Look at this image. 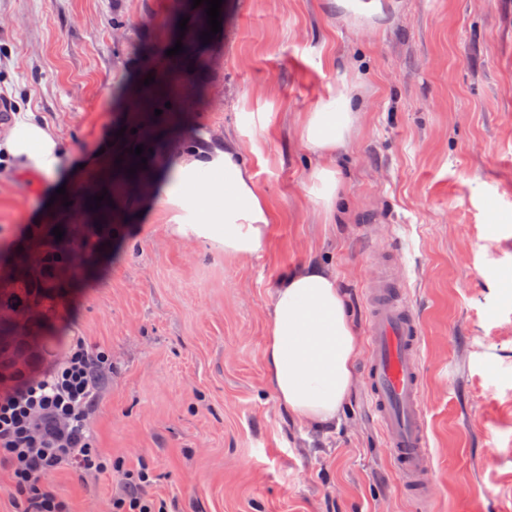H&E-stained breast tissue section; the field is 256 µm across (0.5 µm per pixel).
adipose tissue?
<instances>
[{
    "label": "adipose tissue",
    "mask_w": 512,
    "mask_h": 512,
    "mask_svg": "<svg viewBox=\"0 0 512 512\" xmlns=\"http://www.w3.org/2000/svg\"><path fill=\"white\" fill-rule=\"evenodd\" d=\"M353 123L349 89L326 87L301 128L303 145L319 162L310 192L325 215H332L340 179L335 155ZM65 150L48 124L22 112L0 131V163L50 179ZM149 200L173 209L174 223L192 217L196 236L218 242L225 254L246 258L262 247L276 216L244 164L234 139L207 135L178 151L152 171ZM361 352L345 295L335 274L305 265L279 282L263 351L269 386L280 405L299 422L331 424L354 384Z\"/></svg>",
    "instance_id": "adipose-tissue-1"
}]
</instances>
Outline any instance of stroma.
<instances>
[{
	"instance_id": "obj_1",
	"label": "stroma",
	"mask_w": 512,
	"mask_h": 512,
	"mask_svg": "<svg viewBox=\"0 0 512 512\" xmlns=\"http://www.w3.org/2000/svg\"><path fill=\"white\" fill-rule=\"evenodd\" d=\"M180 0H0V123L30 112L69 148L59 184H87L98 152L150 140L158 122L115 99L159 72ZM372 36H364V29ZM215 40L221 108L195 134L246 147L276 214L247 259L184 237L148 210L113 224L87 275L39 304L64 335L112 353L99 451L147 463L177 512H422L382 452L364 361L332 426L303 425L267 385L266 326L281 277L336 273L358 336L372 268L405 283L422 329L435 512H512V0H224ZM353 89L324 220L318 162L300 140L324 86ZM57 186L0 166V256L31 247ZM71 512H109L120 485L59 472Z\"/></svg>"
}]
</instances>
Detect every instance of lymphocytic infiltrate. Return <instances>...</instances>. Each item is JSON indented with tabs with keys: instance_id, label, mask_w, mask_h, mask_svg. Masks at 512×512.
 <instances>
[{
	"instance_id": "1",
	"label": "lymphocytic infiltrate",
	"mask_w": 512,
	"mask_h": 512,
	"mask_svg": "<svg viewBox=\"0 0 512 512\" xmlns=\"http://www.w3.org/2000/svg\"><path fill=\"white\" fill-rule=\"evenodd\" d=\"M111 371V352L76 336L46 371L0 378V468L9 475L18 512H70L51 485L64 468L82 480L120 472L112 512H170L155 492L152 468H128L97 450L93 420Z\"/></svg>"
}]
</instances>
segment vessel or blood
<instances>
[{"mask_svg": "<svg viewBox=\"0 0 512 512\" xmlns=\"http://www.w3.org/2000/svg\"><path fill=\"white\" fill-rule=\"evenodd\" d=\"M365 379L384 452L402 489L420 504L434 494L432 457L421 387V336L401 283L387 273L369 276Z\"/></svg>", "mask_w": 512, "mask_h": 512, "instance_id": "b4317fda", "label": "vessel or blood"}]
</instances>
